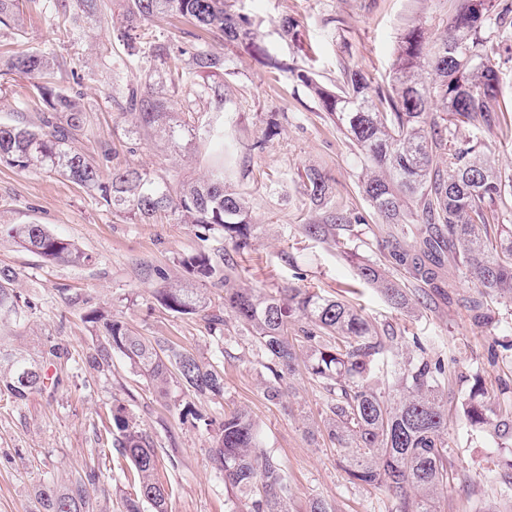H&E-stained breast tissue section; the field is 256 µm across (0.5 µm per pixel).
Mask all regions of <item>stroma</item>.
<instances>
[{"label":"stroma","mask_w":512,"mask_h":512,"mask_svg":"<svg viewBox=\"0 0 512 512\" xmlns=\"http://www.w3.org/2000/svg\"><path fill=\"white\" fill-rule=\"evenodd\" d=\"M234 7L253 19L252 42L228 45L216 31L199 39L224 57L225 90L240 140L260 136L269 117L280 125L263 152L243 159L248 175L241 188L258 226L247 253H238L218 233L202 239L194 225L170 217L130 223L64 177L0 164V225H46L93 257L85 266L49 265L0 240V267L17 272V290L34 304L21 343L48 340L62 349L61 357L46 363L49 374L60 378L57 388L20 402L0 399V512H34L39 482L91 473L96 476L88 487L94 512H121V495L135 494L137 481L130 461L116 448L112 409L118 404L136 416L157 450L156 478L169 494V512H247L244 494L225 485L213 468L205 428L182 420L180 407L188 401L216 420L235 408L251 413L263 452L281 463L290 512H307L315 498L328 502L333 512H392L395 501L385 487L350 482L325 430L327 394L307 371L287 378L280 400H268L265 385L272 375L249 331L231 315L222 326L209 323L208 313L224 308L223 287L203 284L210 300L205 314H176L154 299L155 288L165 282L191 284L181 260L197 252L222 253L247 288L273 293L291 283L346 301L377 330L403 337L399 356L415 355L412 340L420 338L428 355L443 359L449 371L480 374L488 397L512 398V305L480 296L465 269L453 263H443L439 285L431 288L392 259V250L411 248L413 237L378 223L362 194L364 164L356 146L297 78L307 70L331 87L350 67L363 70L373 85L388 87L407 29L421 28L426 43L434 44L458 0H234ZM285 16L299 22L301 43L281 37ZM121 20L117 0H97L96 15L85 18L76 41L48 0H33L20 29L0 31V54L33 47L63 62L64 86L80 92L90 117L73 144L77 152L95 158L106 149L110 166L142 169L176 184L199 179L209 168L212 145L196 140L176 151L164 140L139 141L124 133L109 68L121 48L100 50ZM488 33L499 75L495 104L511 109L512 28L493 24ZM41 110L28 79L0 76L1 124L38 125ZM310 166L330 176L338 207L367 218L341 231L338 244L315 241L301 230L323 215L298 181V171ZM365 262L380 265L401 284L405 308L391 307L360 281L357 267ZM90 306L106 308L136 334L169 340L214 366L224 375L223 398L194 400L174 385L167 399H159L138 370L117 355L108 371L91 369L85 355L97 338L83 319ZM447 413L454 478L438 493L434 512H512V470L502 464L507 449L491 435H469L456 404H448Z\"/></svg>","instance_id":"1"}]
</instances>
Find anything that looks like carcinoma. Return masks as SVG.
<instances>
[{"label": "carcinoma", "mask_w": 512, "mask_h": 512, "mask_svg": "<svg viewBox=\"0 0 512 512\" xmlns=\"http://www.w3.org/2000/svg\"><path fill=\"white\" fill-rule=\"evenodd\" d=\"M78 11L64 14L70 31L80 30L82 14L95 10L96 0H74ZM123 23L112 28V39L123 46L125 58L112 61V98L133 116L127 134L139 138L159 136L177 146L185 138L216 140L223 146V160L195 182L175 187L135 168H114L103 174V159L72 150L70 143L84 132L85 112L76 96L54 80V63L43 53L20 48L0 58V73L32 79L45 111L38 126L0 125V164L21 171L57 173L100 199L115 213L136 224H151L162 215L180 224H193L206 239L214 231L245 251L257 231L247 198L229 188L234 178L245 177L232 161L239 154L262 152L279 134L269 122L261 137L243 145L226 127L230 100L224 82L200 86L199 109L187 102L188 80L224 77V57L203 46L188 52L174 51L171 38L150 27L160 15L177 16L194 27L218 28L229 43L252 39L250 16L235 12L228 0H123ZM23 0H0V29H19ZM494 0H459L448 28L437 38L429 58H424L420 29L405 34L394 67L393 83L383 91L371 85L359 69H346L340 86L320 85L306 70L297 79L318 98L323 111L352 139L370 174L361 188L381 224L397 229L414 226V237L423 253L451 254L465 267L480 294L512 303V224L506 223L512 203V174L493 166L481 143L468 139L456 146L464 127L492 129L506 121L502 110L489 101L498 95L499 76L488 55L485 36ZM281 35L301 41L297 20L284 17ZM145 56L154 62L157 77L134 83L127 79V60ZM428 66L434 75L427 86L418 70ZM446 118H440V114ZM448 153V170L438 158ZM311 204L327 206L330 178L322 170L307 167L298 173ZM366 223L362 215L350 217L331 209L318 222L304 225L307 236L336 242L337 231L351 222ZM37 255L46 264L85 265L92 256L43 224H2L0 237ZM394 260L412 266L416 275L435 284L437 272L409 249L393 250ZM182 266L201 282L224 284V310L244 324L267 363L273 382L265 389L270 400L283 394L285 376L293 374L304 359L311 378L333 396L325 420L329 440L339 448L352 483L385 486L398 501L399 512H432L433 494L453 477L447 457L446 403L439 394L445 366L431 359L413 338L418 356L395 370L392 393L386 395L372 380L378 362L401 343L399 336L378 335L377 330L349 305L322 297L308 289L284 286L277 294H264L231 283L232 266L206 253L182 259ZM358 277L378 288L396 308L406 305L401 285L371 264L357 269ZM17 273L0 268V323L21 326L32 302L21 300L14 284ZM154 297L166 309L194 315L207 308L200 289L165 283ZM85 318L95 324L101 341L87 356L100 368L112 354L122 355L137 368L161 397L176 383L199 397L224 396V377L214 367L166 340L136 336L108 312L95 308ZM456 383L467 385L459 400V412L473 432H494L512 440V402H490L477 375L459 373ZM60 380L48 377L43 356L29 346H16L0 337V395L24 401ZM183 417L203 423L211 437L210 460L224 475V483L249 496L248 512H289L287 486L279 461L260 450L255 421L244 410L224 414L215 422L191 407ZM120 433L116 447L130 460L138 477V492L122 500L123 512H168V494L156 479L157 451L123 405L112 410ZM76 478L62 486L40 484L34 492L36 512H93L86 482Z\"/></svg>", "instance_id": "cac0c4a2"}]
</instances>
